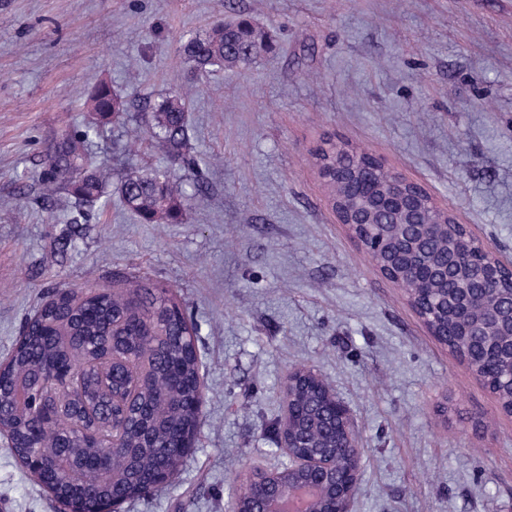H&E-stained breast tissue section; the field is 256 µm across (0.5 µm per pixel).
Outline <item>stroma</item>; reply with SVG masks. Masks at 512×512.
I'll list each match as a JSON object with an SVG mask.
<instances>
[{
	"label": "stroma",
	"instance_id": "35a3bbf8",
	"mask_svg": "<svg viewBox=\"0 0 512 512\" xmlns=\"http://www.w3.org/2000/svg\"><path fill=\"white\" fill-rule=\"evenodd\" d=\"M240 13L275 52L195 75L181 40ZM100 82L127 112L87 143L106 193L81 212L40 174ZM175 91L192 168L133 144ZM329 140L421 183L512 264V0H0V355L45 293L117 274L199 326L195 446L126 512H226L235 478L287 464L267 428L296 367L354 416L352 512H512V417L337 223L313 160ZM147 170L190 191L187 223L121 204ZM0 512H58L1 444Z\"/></svg>",
	"mask_w": 512,
	"mask_h": 512
}]
</instances>
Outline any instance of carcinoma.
Wrapping results in <instances>:
<instances>
[{
    "label": "carcinoma",
    "instance_id": "cac0c4a2",
    "mask_svg": "<svg viewBox=\"0 0 512 512\" xmlns=\"http://www.w3.org/2000/svg\"><path fill=\"white\" fill-rule=\"evenodd\" d=\"M270 36L252 21L239 18L214 26L204 34L188 36L181 45L194 70L212 67L234 70L270 51ZM96 121L86 130L67 133L57 143L42 181L49 192L65 190L81 204L92 206L104 194L102 181L86 153V141L100 127L125 112L124 100L107 83L97 85L86 101ZM187 101L170 93L152 107L151 137L171 158L187 167L195 160L187 152ZM81 170L79 179L59 184L58 174ZM125 205L143 224H181L187 220L189 195L181 184L146 173L127 178L121 187ZM424 239L421 254L439 267H448V292L471 289L479 301L505 305L512 298V281L502 280L495 294L471 280V256L456 250L451 236ZM457 356L470 358V369L482 374V344L467 336H440ZM198 329L185 309L169 296L143 284L136 275L124 277L123 286L101 294L72 296L59 293L41 303L36 318L24 323L11 362L0 369V403L20 400L31 405H60L58 419L31 433L30 415L3 418L13 433L15 453L38 450L45 467L38 477L55 485L63 503L90 490L100 499L133 501L156 492L151 486L156 472L165 468L175 477L185 463L179 447L183 428L200 424V414L184 409L194 398L200 367ZM59 368L75 370L82 379L69 392L52 380ZM325 387L321 379L304 378L296 388L301 402H310ZM303 442L336 453V468L345 454L327 421L309 417L302 421ZM112 455L109 474L98 473L93 463ZM67 460L72 484L55 470L58 458Z\"/></svg>",
    "mask_w": 512,
    "mask_h": 512
}]
</instances>
